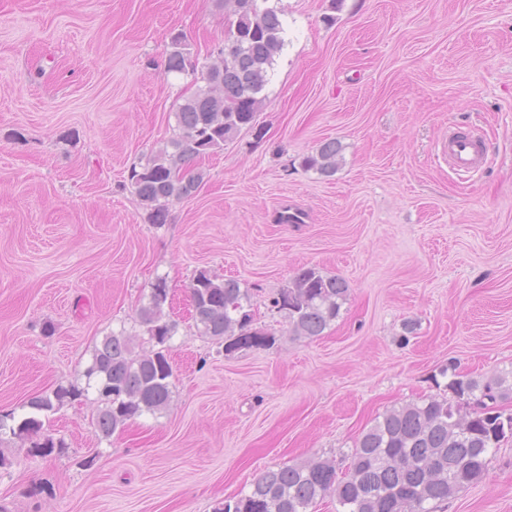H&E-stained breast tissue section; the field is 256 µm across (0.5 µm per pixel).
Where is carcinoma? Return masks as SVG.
Returning <instances> with one entry per match:
<instances>
[{
  "label": "carcinoma",
  "instance_id": "1",
  "mask_svg": "<svg viewBox=\"0 0 512 512\" xmlns=\"http://www.w3.org/2000/svg\"><path fill=\"white\" fill-rule=\"evenodd\" d=\"M230 2L235 21L210 61L198 65L182 38H172L167 71L197 72L203 85L178 106L174 135L146 165L131 170L135 193L152 224L167 223L169 204L196 191L204 178L198 160L252 125L274 57L285 45L276 10L260 7L258 0ZM340 152L339 143L325 141L304 165L330 177ZM166 287V279L156 278L136 312L149 348L137 347L135 337L123 330L104 336L83 372L85 388L59 385L29 399V415L17 424H7L15 420L14 414L0 415V432L22 439L35 436L34 446L48 452L61 448L63 443L44 432V419L89 389L97 403L92 424L105 439L144 413L164 411L173 386L169 343L178 330L165 312ZM189 293L198 334L224 351L275 344L274 334L251 327L253 313L245 309L248 289L238 281L199 270ZM348 294L344 279L307 268L280 289L271 304L288 320L289 335L314 339L336 320ZM448 390L451 400L424 399L376 417L345 455L344 470L328 459L269 470L254 480L248 495L226 499L214 512H308L327 495L335 497L340 512H436L438 504L480 481L498 448L512 440V413L499 408L500 401L512 399V375L483 382L453 371Z\"/></svg>",
  "mask_w": 512,
  "mask_h": 512
}]
</instances>
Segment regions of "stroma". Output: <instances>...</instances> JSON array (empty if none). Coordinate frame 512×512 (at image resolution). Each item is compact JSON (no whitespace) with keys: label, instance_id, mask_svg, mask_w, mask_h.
I'll use <instances>...</instances> for the list:
<instances>
[{"label":"stroma","instance_id":"stroma-1","mask_svg":"<svg viewBox=\"0 0 512 512\" xmlns=\"http://www.w3.org/2000/svg\"><path fill=\"white\" fill-rule=\"evenodd\" d=\"M277 56L253 127L149 223L130 181L198 84L166 70L222 46L224 0H0V413L80 382L156 277L178 323L167 409L104 439L92 398L50 415L44 453L0 436L7 512H213L265 470L342 459L386 409L448 396L441 370L512 371V0H267ZM454 129L487 163L449 168ZM342 146L333 176L304 157ZM302 220L284 222L287 211ZM343 278L323 336L269 307L299 269ZM250 289L268 349L197 336V270ZM438 512H512V442Z\"/></svg>","mask_w":512,"mask_h":512}]
</instances>
